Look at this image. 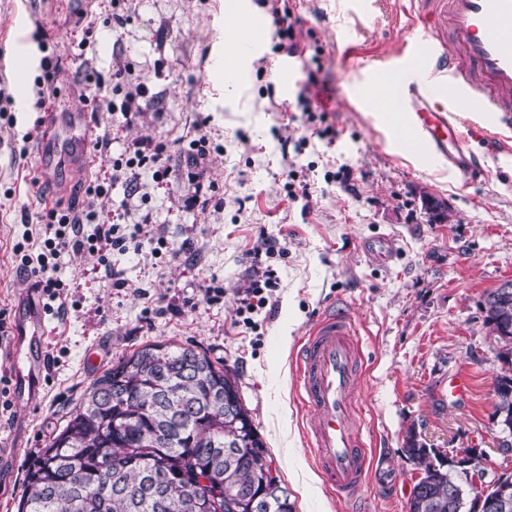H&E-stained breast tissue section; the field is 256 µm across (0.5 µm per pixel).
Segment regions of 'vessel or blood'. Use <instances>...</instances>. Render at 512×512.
Instances as JSON below:
<instances>
[{"label":"vessel or blood","mask_w":512,"mask_h":512,"mask_svg":"<svg viewBox=\"0 0 512 512\" xmlns=\"http://www.w3.org/2000/svg\"><path fill=\"white\" fill-rule=\"evenodd\" d=\"M408 19L419 37L388 67L392 90L385 111L397 124L396 148L425 165L447 162L460 178L471 179L478 161L454 118L461 115L481 128L512 134V0H410ZM266 28L263 18L231 10L224 20L225 48L213 61L215 73L240 80ZM66 119L78 123L83 116L45 115L47 143H56L58 126ZM364 248L381 265L396 258L388 238L368 241ZM43 333L37 307L16 313L11 357L24 363L14 374L18 394L35 388L44 366L36 346ZM297 364L299 394L308 412L307 444L316 467L345 503H355L372 464L357 400L364 357L355 318L346 312L321 317Z\"/></svg>","instance_id":"vessel-or-blood-1"}]
</instances>
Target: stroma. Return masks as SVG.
Returning <instances> with one entry per match:
<instances>
[{"label":"stroma","mask_w":512,"mask_h":512,"mask_svg":"<svg viewBox=\"0 0 512 512\" xmlns=\"http://www.w3.org/2000/svg\"><path fill=\"white\" fill-rule=\"evenodd\" d=\"M229 0H0V78L14 84L9 64L24 50L26 81L40 75L39 42L54 46L60 71L45 110L82 107L94 134L109 132V151L84 144L45 169L41 111L0 100V311L15 315L31 283L13 246L56 201L82 205L88 184L111 179L112 162L135 139L167 143L168 175L139 170L142 202L124 181H113L98 208L102 224L147 223L150 236L187 254L108 252L128 282L116 290L98 255L68 251L55 275L66 285V306L50 313L40 348L44 373L31 404L0 413V512H17L29 459L90 381L148 341L192 344L237 375L295 512H346L318 472L307 446L305 412L296 390V357L317 319L348 311L360 325L366 381L359 401L371 447L385 453L393 490L369 477L364 512H407L417 470L405 453L416 432L440 450L480 448L487 469H512V450L498 448L492 420L500 371L485 323L487 291L512 281V162L500 154L494 131L462 121L486 176L463 183L447 164L419 166L396 151L382 112L367 96L382 80L372 68L354 70L349 52L387 56L407 39L395 0H291L303 54L295 77L276 69V37L267 33L244 64L245 88L224 83L211 67L224 49ZM123 16V27L113 15ZM149 76L133 122L94 111L88 83L113 87L125 69ZM318 70L319 85L308 83ZM306 92L324 119H308L297 103ZM224 153L203 161L216 193L203 210L186 207L183 142L196 137L200 118ZM331 127L333 137H318ZM308 143L296 147L295 139ZM352 182L334 181L340 167ZM297 190L289 198V190ZM445 200L452 214L431 222L422 193ZM285 242L272 256L280 285L256 315L257 330L235 322L237 298L248 286L250 253L259 233ZM389 236L397 257L371 263L364 240ZM224 296L205 302L207 286ZM473 377L469 400L448 399V378Z\"/></svg>","instance_id":"obj_1"}]
</instances>
